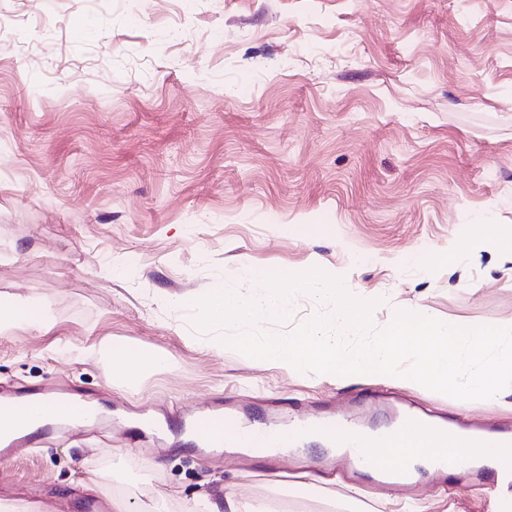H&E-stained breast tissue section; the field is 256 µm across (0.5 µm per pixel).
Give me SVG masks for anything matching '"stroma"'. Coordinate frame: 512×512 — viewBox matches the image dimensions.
<instances>
[{
	"instance_id": "1",
	"label": "stroma",
	"mask_w": 512,
	"mask_h": 512,
	"mask_svg": "<svg viewBox=\"0 0 512 512\" xmlns=\"http://www.w3.org/2000/svg\"><path fill=\"white\" fill-rule=\"evenodd\" d=\"M512 0H0V307L36 299L54 326L0 331V393L67 388L111 409L0 457V497L32 512H109L91 471L133 512H188L221 488L271 512H492L475 471L412 491L346 478L320 451L287 460L186 448L213 398L250 421L341 414L383 395L440 417L512 427V387L459 403L371 375L303 374L212 349L196 308L255 269L319 267L373 326L396 311L512 325ZM331 302L306 292L291 334ZM112 342L172 368L113 383L83 356Z\"/></svg>"
}]
</instances>
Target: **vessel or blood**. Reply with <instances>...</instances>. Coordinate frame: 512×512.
<instances>
[{
  "label": "vessel or blood",
  "instance_id": "b4317fda",
  "mask_svg": "<svg viewBox=\"0 0 512 512\" xmlns=\"http://www.w3.org/2000/svg\"><path fill=\"white\" fill-rule=\"evenodd\" d=\"M394 422L384 431L368 434L352 419L346 417L303 416L276 430L260 426H245L234 409L219 404L190 415L186 427L192 444L198 450L216 448H291L304 436L321 427L331 428L342 447V457L351 466L375 474L383 481L398 480L410 484L414 477V459L410 450L418 442L434 447L436 453L429 459L437 470L455 469L470 459V445L462 437L472 430L487 448H497L512 443V430L480 427L470 428L466 422L451 418L442 430L428 429L427 419L409 408L396 404L392 407ZM98 411L64 398L62 393L45 395L36 400H19L0 397V423L17 424L14 436L0 444V455L11 456L33 447L48 437L60 422L86 421L97 417ZM495 496L497 512H512V469L495 472L489 485Z\"/></svg>",
  "mask_w": 512,
  "mask_h": 512
}]
</instances>
